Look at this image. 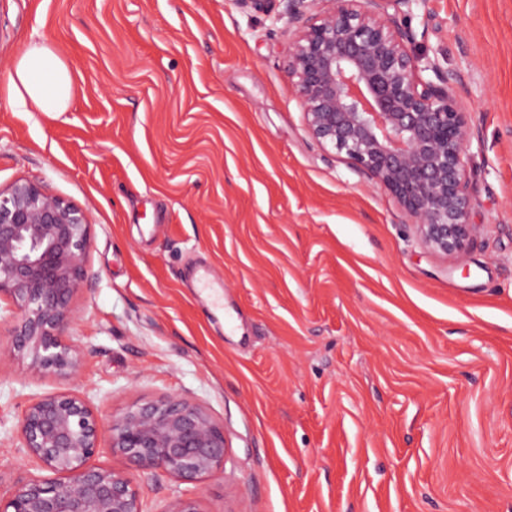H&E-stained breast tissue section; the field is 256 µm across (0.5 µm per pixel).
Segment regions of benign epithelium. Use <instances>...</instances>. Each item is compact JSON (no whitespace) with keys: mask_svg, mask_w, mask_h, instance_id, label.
Returning a JSON list of instances; mask_svg holds the SVG:
<instances>
[{"mask_svg":"<svg viewBox=\"0 0 512 512\" xmlns=\"http://www.w3.org/2000/svg\"><path fill=\"white\" fill-rule=\"evenodd\" d=\"M294 38L288 78L309 134L380 183L417 224L425 244L463 257L476 233L465 154L477 137L460 105L461 77L419 57L407 13L416 0H280ZM90 224L44 186L0 190V301L12 325L4 353L44 374L77 378L78 346L66 339L73 300L86 286ZM120 468L90 463L103 435ZM22 447L55 480L32 479L0 512H143L131 472L162 471L198 483L224 468V428L180 397L132 406L105 424L73 393L25 409ZM163 512H204L193 494Z\"/></svg>","mask_w":512,"mask_h":512,"instance_id":"1","label":"benign epithelium"}]
</instances>
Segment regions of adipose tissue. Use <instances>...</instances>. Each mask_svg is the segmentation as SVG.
I'll return each mask as SVG.
<instances>
[{
  "instance_id": "ef3b65f1",
  "label": "adipose tissue",
  "mask_w": 512,
  "mask_h": 512,
  "mask_svg": "<svg viewBox=\"0 0 512 512\" xmlns=\"http://www.w3.org/2000/svg\"><path fill=\"white\" fill-rule=\"evenodd\" d=\"M4 92L11 101L39 112L67 111L70 68L45 41H31L19 55Z\"/></svg>"
}]
</instances>
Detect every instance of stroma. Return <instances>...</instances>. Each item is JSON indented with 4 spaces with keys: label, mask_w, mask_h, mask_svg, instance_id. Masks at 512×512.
I'll return each mask as SVG.
<instances>
[{
    "label": "stroma",
    "mask_w": 512,
    "mask_h": 512,
    "mask_svg": "<svg viewBox=\"0 0 512 512\" xmlns=\"http://www.w3.org/2000/svg\"><path fill=\"white\" fill-rule=\"evenodd\" d=\"M282 10L0 0V91L34 38L72 73L62 113L0 94V189L42 183L91 226L80 377L0 359V496L46 475L19 436L34 399L107 423L175 395L223 426L224 469L137 474L146 512H512V0L411 17L481 135L460 260L311 137Z\"/></svg>",
    "instance_id": "obj_1"
}]
</instances>
